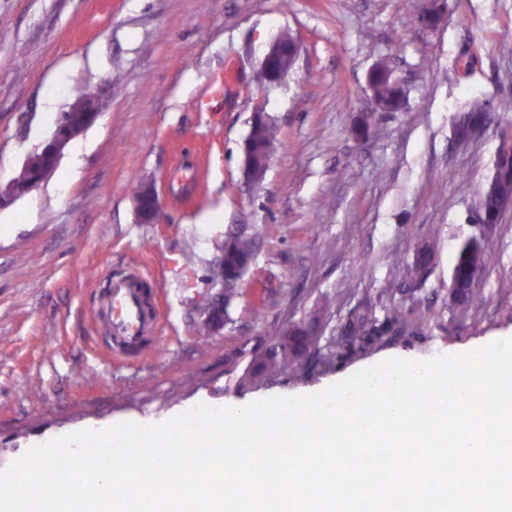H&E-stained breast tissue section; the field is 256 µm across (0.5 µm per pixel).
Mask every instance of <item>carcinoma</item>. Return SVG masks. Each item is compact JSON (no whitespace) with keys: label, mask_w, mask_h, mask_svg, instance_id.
<instances>
[{"label":"carcinoma","mask_w":512,"mask_h":512,"mask_svg":"<svg viewBox=\"0 0 512 512\" xmlns=\"http://www.w3.org/2000/svg\"><path fill=\"white\" fill-rule=\"evenodd\" d=\"M370 87L374 96L385 101H391L397 95L394 85L380 73L370 77ZM277 135L278 129L271 121L252 124L248 136L251 151L259 152L263 146L275 141ZM498 166L505 175L497 179L492 191L483 195L481 199L484 212L492 216L495 222L506 210L507 203H512V155L501 158ZM433 251V243L424 244L422 254L414 263L406 267L405 280L415 281L420 278L422 264L430 260ZM491 262V255L478 242L468 240L457 252L453 271L459 279L465 280L471 273L483 271ZM371 318L372 314L368 311L349 314V319L344 326V336L348 338V343L352 344L355 337L367 334ZM316 342L317 338L313 336L308 323L294 325L290 333L285 331L279 336H270L262 347L253 350L246 375L262 374L267 377H277L286 372L297 375L303 370V352L313 350Z\"/></svg>","instance_id":"obj_1"}]
</instances>
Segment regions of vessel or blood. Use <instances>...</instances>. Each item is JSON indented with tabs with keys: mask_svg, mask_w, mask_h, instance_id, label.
<instances>
[{
	"mask_svg": "<svg viewBox=\"0 0 512 512\" xmlns=\"http://www.w3.org/2000/svg\"><path fill=\"white\" fill-rule=\"evenodd\" d=\"M104 313L114 355H122L138 346L156 329V314L144 307L138 279L113 281L106 292Z\"/></svg>",
	"mask_w": 512,
	"mask_h": 512,
	"instance_id": "b4317fda",
	"label": "vessel or blood"
}]
</instances>
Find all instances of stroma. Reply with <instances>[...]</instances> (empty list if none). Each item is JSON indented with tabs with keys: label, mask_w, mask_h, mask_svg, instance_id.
Listing matches in <instances>:
<instances>
[{
	"label": "stroma",
	"mask_w": 512,
	"mask_h": 512,
	"mask_svg": "<svg viewBox=\"0 0 512 512\" xmlns=\"http://www.w3.org/2000/svg\"><path fill=\"white\" fill-rule=\"evenodd\" d=\"M447 2L429 28L424 0H0V181L51 135L74 88L102 104L54 175L0 210V474L72 432L315 394L386 359L512 337V209L492 228L475 222L512 134V112L496 109L512 98V0ZM285 29L300 57L261 92L253 70ZM380 61L403 85L401 111L373 107ZM474 97L493 112L462 144L455 127ZM258 104L279 134L250 184ZM138 181L155 185V223L138 219L127 191ZM239 232L255 239L241 293L223 330L199 335L218 248ZM429 238L431 261L406 283ZM472 238L493 256L474 286L476 320L448 307ZM134 272L159 295L158 328L116 362L97 312L110 282ZM361 307L381 336L360 352L342 328ZM394 309L419 328L390 326ZM306 322L327 363L239 385L247 350Z\"/></svg>",
	"instance_id": "35a3bbf8"
}]
</instances>
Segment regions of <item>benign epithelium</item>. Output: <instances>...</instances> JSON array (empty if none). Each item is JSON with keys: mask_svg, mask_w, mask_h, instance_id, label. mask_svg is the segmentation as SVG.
Masks as SVG:
<instances>
[{"mask_svg": "<svg viewBox=\"0 0 512 512\" xmlns=\"http://www.w3.org/2000/svg\"><path fill=\"white\" fill-rule=\"evenodd\" d=\"M447 11V0H426L422 12V20L428 27H434ZM301 52L298 39H293L288 47L283 46L280 39L272 40L259 62L258 70L266 74L265 83L261 84L263 91L281 84L288 73L294 68ZM69 111L84 113L83 127L87 128L101 117L98 101L92 95L74 102ZM78 135L70 124L59 118L53 135L44 142L27 160L21 174L5 185L0 184V210L11 206L20 197L29 194L55 173L60 157L66 147ZM274 144H269L262 155L256 157L252 151L245 150L243 171L245 177L253 183L259 182L269 164ZM137 211L141 222L151 224L160 210V201L154 184H142V194L135 197ZM232 250V241L224 242V252L218 260L213 276L219 283H224L227 277L242 279L251 259L245 258L232 265L226 263ZM202 315L210 321L211 328L219 331L224 328V289L208 296L203 304Z\"/></svg>", "mask_w": 512, "mask_h": 512, "instance_id": "7a95c632", "label": "benign epithelium"}]
</instances>
